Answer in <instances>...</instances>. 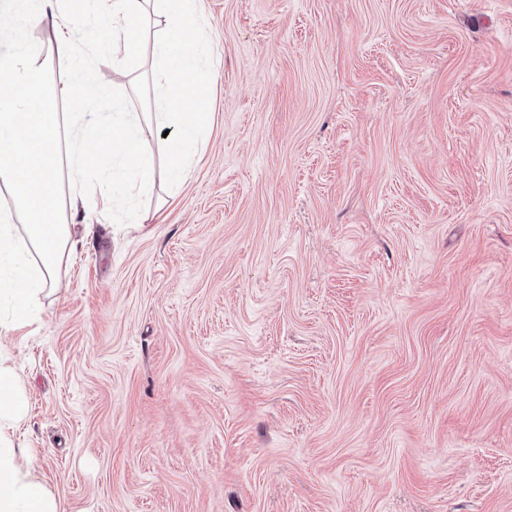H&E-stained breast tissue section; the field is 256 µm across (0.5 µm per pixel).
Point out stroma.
Instances as JSON below:
<instances>
[{
	"label": "stroma",
	"mask_w": 512,
	"mask_h": 512,
	"mask_svg": "<svg viewBox=\"0 0 512 512\" xmlns=\"http://www.w3.org/2000/svg\"><path fill=\"white\" fill-rule=\"evenodd\" d=\"M187 183L0 333L61 512H512V0H203ZM107 75L131 112L141 58Z\"/></svg>",
	"instance_id": "1"
}]
</instances>
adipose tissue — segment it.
<instances>
[{
    "label": "adipose tissue",
    "mask_w": 512,
    "mask_h": 512,
    "mask_svg": "<svg viewBox=\"0 0 512 512\" xmlns=\"http://www.w3.org/2000/svg\"><path fill=\"white\" fill-rule=\"evenodd\" d=\"M106 13L110 37L80 45L70 18L91 25ZM27 23L51 26L54 48L29 39ZM152 23L160 30L147 59L162 101L159 111L130 112L102 72ZM0 38L10 43L0 54V186L11 198L0 209V329L9 330L35 319L40 293L78 246L63 190L106 206L149 191L159 155L173 187L187 180L208 146L212 114L202 86L214 64L202 54L215 40L202 0H0ZM52 53L68 61L65 78L48 71ZM91 101L96 111H87ZM62 103L68 111H59ZM147 127L160 133L156 149L147 146ZM26 413L17 373L0 364V512H60L30 449L14 444Z\"/></svg>",
    "instance_id": "obj_1"
}]
</instances>
